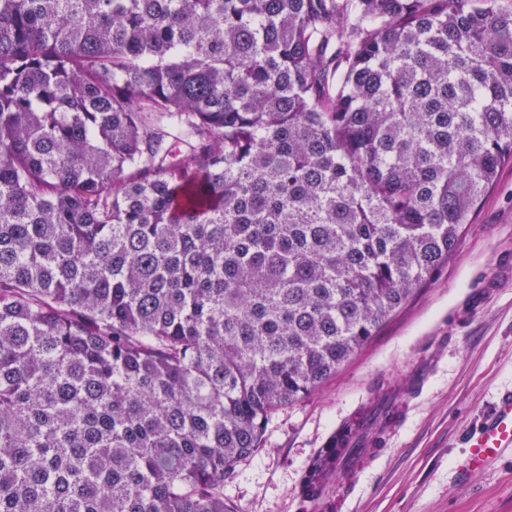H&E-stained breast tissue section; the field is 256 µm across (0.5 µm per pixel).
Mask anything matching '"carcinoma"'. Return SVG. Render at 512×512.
Listing matches in <instances>:
<instances>
[{
    "mask_svg": "<svg viewBox=\"0 0 512 512\" xmlns=\"http://www.w3.org/2000/svg\"><path fill=\"white\" fill-rule=\"evenodd\" d=\"M509 164L500 0H0V512H231Z\"/></svg>",
    "mask_w": 512,
    "mask_h": 512,
    "instance_id": "1",
    "label": "carcinoma"
}]
</instances>
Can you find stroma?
<instances>
[{
	"label": "stroma",
	"instance_id": "stroma-1",
	"mask_svg": "<svg viewBox=\"0 0 512 512\" xmlns=\"http://www.w3.org/2000/svg\"><path fill=\"white\" fill-rule=\"evenodd\" d=\"M512 390V166L448 263L307 398L273 413L263 445L224 483L233 512H300L311 459L391 392L399 412L361 470L329 479L337 512H512V457L458 481L456 466Z\"/></svg>",
	"mask_w": 512,
	"mask_h": 512
}]
</instances>
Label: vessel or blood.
<instances>
[{"label":"vessel or blood","mask_w":512,"mask_h":512,"mask_svg":"<svg viewBox=\"0 0 512 512\" xmlns=\"http://www.w3.org/2000/svg\"><path fill=\"white\" fill-rule=\"evenodd\" d=\"M512 453V392L503 394L467 442V452L457 467L461 476L484 470L506 453Z\"/></svg>","instance_id":"1"}]
</instances>
